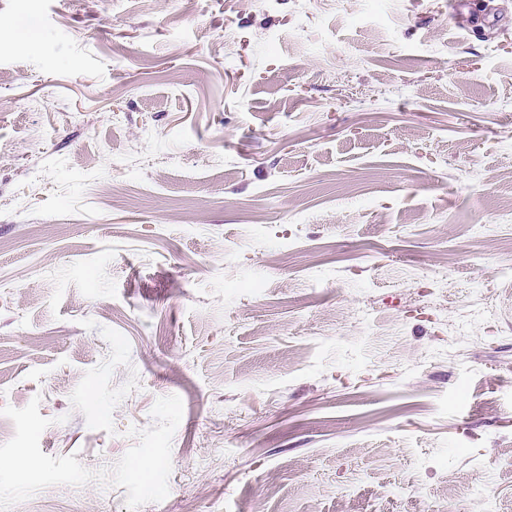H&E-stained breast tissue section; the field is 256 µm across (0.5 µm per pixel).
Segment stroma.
<instances>
[{"label":"stroma","mask_w":512,"mask_h":512,"mask_svg":"<svg viewBox=\"0 0 512 512\" xmlns=\"http://www.w3.org/2000/svg\"><path fill=\"white\" fill-rule=\"evenodd\" d=\"M452 2L0 0V408L43 453L112 468L176 395L137 512L512 508V0Z\"/></svg>","instance_id":"35a3bbf8"}]
</instances>
